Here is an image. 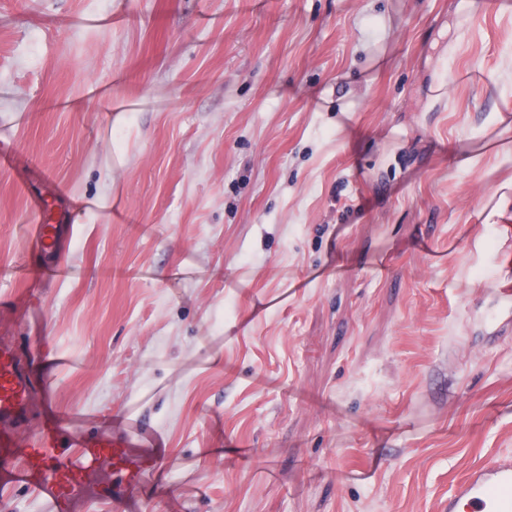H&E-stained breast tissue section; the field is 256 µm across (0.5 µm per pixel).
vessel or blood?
I'll return each instance as SVG.
<instances>
[{"label": "vessel or blood", "mask_w": 512, "mask_h": 512, "mask_svg": "<svg viewBox=\"0 0 512 512\" xmlns=\"http://www.w3.org/2000/svg\"><path fill=\"white\" fill-rule=\"evenodd\" d=\"M33 399L26 367L14 349L0 346V422L22 419ZM22 473L34 478L51 512H69L81 493L85 476L110 468L115 480L102 497L120 498L142 483L143 469L131 449L104 435L67 433L63 426L44 429L37 446L21 451ZM448 512H512V455L505 453L476 467L448 494Z\"/></svg>", "instance_id": "b4317fda"}]
</instances>
